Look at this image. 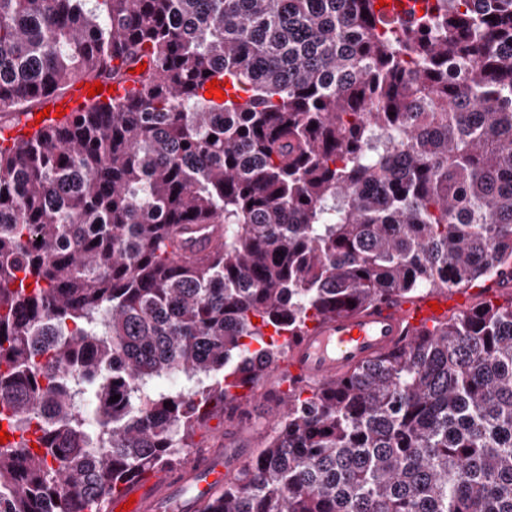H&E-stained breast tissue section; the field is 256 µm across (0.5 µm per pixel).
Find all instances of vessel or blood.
<instances>
[{
	"label": "vessel or blood",
	"instance_id": "vessel-or-blood-1",
	"mask_svg": "<svg viewBox=\"0 0 512 512\" xmlns=\"http://www.w3.org/2000/svg\"><path fill=\"white\" fill-rule=\"evenodd\" d=\"M35 115L16 113L9 128L0 135L15 138L36 128ZM448 302L439 299L437 307L424 302L394 299L334 317L319 318L290 341L283 359L270 364L267 376L278 382L283 376L332 383L347 377L355 369L404 346L414 328L432 324L447 315ZM216 451L195 458L188 466L163 469L124 482L119 492L109 496L105 512H115L129 504V512H200L224 489L226 479L244 467L249 451L225 447L216 439Z\"/></svg>",
	"mask_w": 512,
	"mask_h": 512
}]
</instances>
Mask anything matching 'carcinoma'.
I'll return each mask as SVG.
<instances>
[{"label":"carcinoma","instance_id":"1","mask_svg":"<svg viewBox=\"0 0 512 512\" xmlns=\"http://www.w3.org/2000/svg\"><path fill=\"white\" fill-rule=\"evenodd\" d=\"M422 2L0 0V112L138 84L0 135V512L179 465L265 327L512 279V0ZM203 512H512V293L295 383Z\"/></svg>","mask_w":512,"mask_h":512}]
</instances>
